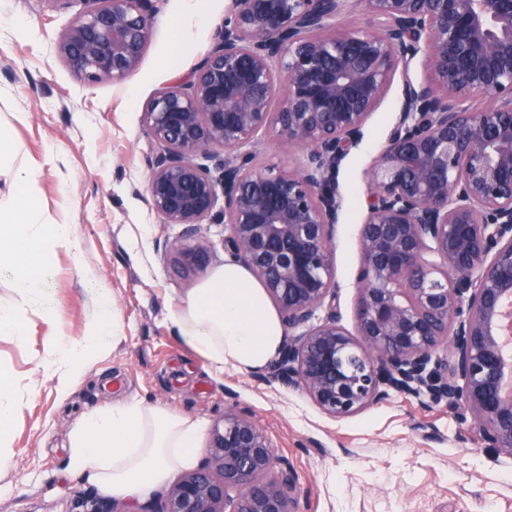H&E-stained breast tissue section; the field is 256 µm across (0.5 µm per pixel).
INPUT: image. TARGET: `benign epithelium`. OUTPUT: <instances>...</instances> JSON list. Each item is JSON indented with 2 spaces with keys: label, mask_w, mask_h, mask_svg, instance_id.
<instances>
[{
  "label": "benign epithelium",
  "mask_w": 512,
  "mask_h": 512,
  "mask_svg": "<svg viewBox=\"0 0 512 512\" xmlns=\"http://www.w3.org/2000/svg\"><path fill=\"white\" fill-rule=\"evenodd\" d=\"M92 2L55 52L89 81L122 80L143 56L155 0ZM349 2L232 0L192 74L144 107L145 200L184 226L170 255L187 272L207 265L188 241L221 218L224 252L288 328L277 380L336 418L391 391L459 404L512 460V0H362L378 29L349 25ZM417 58L425 82L408 76ZM397 76L398 120L368 171L352 334L336 311V172ZM261 131L303 150L296 168L254 163ZM76 507L297 512L285 461L236 412L157 505Z\"/></svg>",
  "instance_id": "obj_1"
}]
</instances>
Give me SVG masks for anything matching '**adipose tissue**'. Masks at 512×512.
Masks as SVG:
<instances>
[{"label": "adipose tissue", "instance_id": "adipose-tissue-1", "mask_svg": "<svg viewBox=\"0 0 512 512\" xmlns=\"http://www.w3.org/2000/svg\"><path fill=\"white\" fill-rule=\"evenodd\" d=\"M34 196L33 174L20 172L8 195L0 197V257L11 259L16 288L29 304L36 300L48 257L71 243L68 225L39 222ZM169 318L185 346L218 377L228 368H264L284 336L281 317L262 284L230 259L176 304ZM116 331L112 301L104 294L79 340L52 343L54 358L44 368L59 396L68 395L97 358L105 337ZM203 434L201 421L169 408L135 398L119 400L89 413L76 426L69 468L114 497L141 501L175 471L194 465Z\"/></svg>", "mask_w": 512, "mask_h": 512}]
</instances>
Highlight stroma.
Returning <instances> with one entry per match:
<instances>
[{"label": "stroma", "instance_id": "obj_1", "mask_svg": "<svg viewBox=\"0 0 512 512\" xmlns=\"http://www.w3.org/2000/svg\"><path fill=\"white\" fill-rule=\"evenodd\" d=\"M156 6L137 70L89 83L54 53L88 0H0V123L10 128L17 165L36 177L42 222L69 225L73 238L41 281L43 307L61 306V319L23 305L9 264L0 265V306L20 309L25 325L22 337L0 335V367L16 381L0 512H68L77 498L102 496L70 472V438L85 414L130 398L208 425L231 410L248 413L287 460L299 512H512V460L482 440L463 408L393 392L336 419L265 368L215 379L179 339L169 313L203 275L165 257L183 227L161 223L145 201L151 145L142 112L206 56L230 0ZM401 90L394 81L337 176L336 307L351 332L366 170L395 125ZM102 288L119 336L59 399L42 366L45 346L80 338Z\"/></svg>", "mask_w": 512, "mask_h": 512}]
</instances>
